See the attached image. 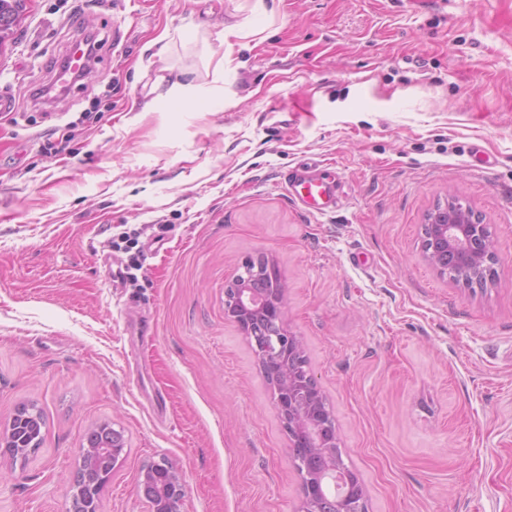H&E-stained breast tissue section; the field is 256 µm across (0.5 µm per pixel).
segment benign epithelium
Listing matches in <instances>:
<instances>
[{"label":"benign epithelium","instance_id":"obj_1","mask_svg":"<svg viewBox=\"0 0 512 512\" xmlns=\"http://www.w3.org/2000/svg\"><path fill=\"white\" fill-rule=\"evenodd\" d=\"M425 261L443 275L465 285H481L491 275L496 257L488 227L470 210L450 203L427 215L422 228ZM243 272L224 289V315L254 342L271 385L273 399L288 434L293 461L302 475L303 502L298 512H365L360 481L337 452L333 417L326 406L297 336L285 327L286 287L274 263L247 259ZM27 417L17 410L0 426V458L23 459L34 448L22 443ZM117 451L103 438L85 433L80 464L71 482L68 512H98L101 489L111 473L100 461ZM151 512H180L186 484L167 460L144 468L137 487Z\"/></svg>","mask_w":512,"mask_h":512}]
</instances>
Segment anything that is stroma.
Wrapping results in <instances>:
<instances>
[{"instance_id":"1","label":"stroma","mask_w":512,"mask_h":512,"mask_svg":"<svg viewBox=\"0 0 512 512\" xmlns=\"http://www.w3.org/2000/svg\"><path fill=\"white\" fill-rule=\"evenodd\" d=\"M90 34L93 70L31 98ZM162 70L197 101L137 111ZM0 95L36 119L0 113V424L27 402L46 422L0 463V512H65L103 422L125 447L100 512H150L138 478L162 459L182 512H298L272 391L224 315L259 255L367 512H512V0H27ZM295 170L334 182L337 208L292 199ZM454 197L491 231L481 288L422 256ZM133 231L124 282L112 242Z\"/></svg>"}]
</instances>
